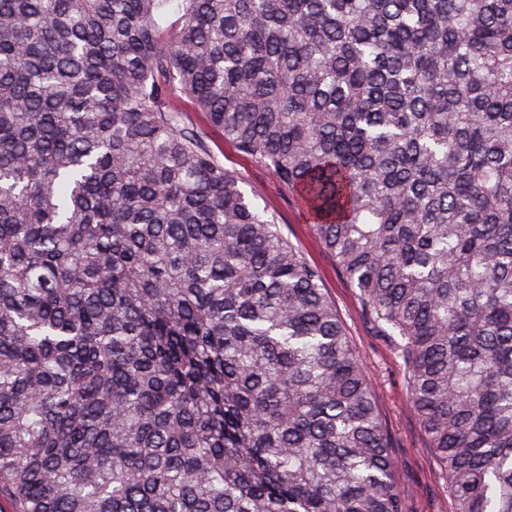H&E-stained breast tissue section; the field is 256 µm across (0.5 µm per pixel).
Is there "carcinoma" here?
I'll use <instances>...</instances> for the list:
<instances>
[{
    "label": "carcinoma",
    "instance_id": "carcinoma-1",
    "mask_svg": "<svg viewBox=\"0 0 512 512\" xmlns=\"http://www.w3.org/2000/svg\"><path fill=\"white\" fill-rule=\"evenodd\" d=\"M184 96L398 338L454 512H512V0H0L12 512H404L318 270Z\"/></svg>",
    "mask_w": 512,
    "mask_h": 512
}]
</instances>
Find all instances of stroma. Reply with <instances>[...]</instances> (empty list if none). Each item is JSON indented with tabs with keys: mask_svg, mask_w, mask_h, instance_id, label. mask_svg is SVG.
Here are the masks:
<instances>
[{
	"mask_svg": "<svg viewBox=\"0 0 512 512\" xmlns=\"http://www.w3.org/2000/svg\"><path fill=\"white\" fill-rule=\"evenodd\" d=\"M209 145L243 188L260 190L270 217L302 256L321 273V286L334 302L351 344L369 375L391 452L395 480L403 488L405 512H453L444 475L417 415L407 405V376L395 344L382 333L374 315L363 307L335 258L315 237L300 202L287 194L270 170L241 153L219 134Z\"/></svg>",
	"mask_w": 512,
	"mask_h": 512,
	"instance_id": "1",
	"label": "stroma"
}]
</instances>
